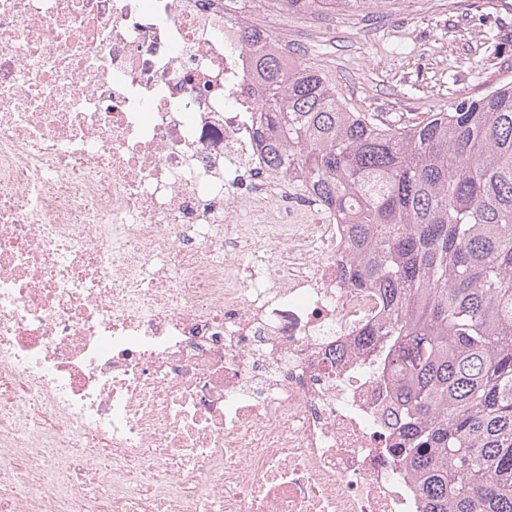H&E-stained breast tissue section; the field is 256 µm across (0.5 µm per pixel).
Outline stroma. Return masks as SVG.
<instances>
[{
    "label": "stroma",
    "instance_id": "1",
    "mask_svg": "<svg viewBox=\"0 0 512 512\" xmlns=\"http://www.w3.org/2000/svg\"><path fill=\"white\" fill-rule=\"evenodd\" d=\"M254 21L297 43L299 61L332 81L352 111L386 123L417 121L512 80V0H386L302 43L296 35L311 17Z\"/></svg>",
    "mask_w": 512,
    "mask_h": 512
}]
</instances>
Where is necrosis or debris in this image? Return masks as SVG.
Returning <instances> with one entry per match:
<instances>
[{
	"mask_svg": "<svg viewBox=\"0 0 512 512\" xmlns=\"http://www.w3.org/2000/svg\"><path fill=\"white\" fill-rule=\"evenodd\" d=\"M278 0H0V512H424L350 225L256 136Z\"/></svg>",
	"mask_w": 512,
	"mask_h": 512,
	"instance_id": "obj_1",
	"label": "necrosis or debris"
}]
</instances>
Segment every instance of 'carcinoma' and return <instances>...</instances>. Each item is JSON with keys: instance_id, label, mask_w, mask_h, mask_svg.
I'll use <instances>...</instances> for the list:
<instances>
[{"instance_id": "obj_1", "label": "carcinoma", "mask_w": 512, "mask_h": 512, "mask_svg": "<svg viewBox=\"0 0 512 512\" xmlns=\"http://www.w3.org/2000/svg\"><path fill=\"white\" fill-rule=\"evenodd\" d=\"M268 44L257 136L353 225L351 284L386 301L368 335L413 416L395 453L421 474L426 512H512V81L389 125Z\"/></svg>"}]
</instances>
